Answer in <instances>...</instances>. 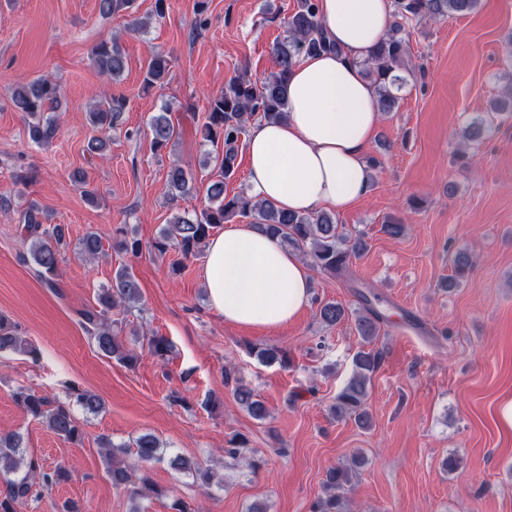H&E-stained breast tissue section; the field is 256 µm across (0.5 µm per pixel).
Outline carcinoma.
<instances>
[{
	"mask_svg": "<svg viewBox=\"0 0 512 512\" xmlns=\"http://www.w3.org/2000/svg\"><path fill=\"white\" fill-rule=\"evenodd\" d=\"M133 0H99V11L104 17L131 8ZM480 5V0H393V22L371 59L365 64L364 73L376 87L380 111L388 113L398 106L393 89L401 85L414 69L404 30L413 19L426 21L444 20L448 17L470 14ZM286 35L276 42L271 53L275 68L263 78H254L244 71L224 83L220 94L208 101L207 121L203 126L205 141L223 145L215 179L206 189V205L189 214L178 212L164 225L152 243V250L164 255L171 250L184 258L203 253L214 231L235 216L252 218L251 225L278 238L281 243L311 260L313 268L334 278L344 276L353 260L364 250V240L344 231L336 222V216L328 212L305 214L281 210L271 203L256 200L241 192L231 197L224 195V183L237 172L238 147L250 121L259 118L281 121L287 117L289 77L295 62L302 56L326 51L331 45L323 37L316 13V0H298L297 10L285 21ZM92 60L98 71L117 81L126 69V58L117 41H102L92 50ZM171 63L162 53L151 56L143 77L146 90L162 87L169 82ZM61 89L48 78H37L17 85L12 92V102L22 113L29 139L41 147L49 146L59 133V126L52 112L59 107ZM126 100L114 96L88 113L89 123L96 132L87 144L94 153L103 152L111 141L110 133L120 125L125 112ZM152 147L155 154L165 151L177 136L171 114L161 112L150 122ZM485 134L484 125L472 123L463 131V142L471 147L480 144ZM167 185L171 200H186L196 193L194 178L184 168L173 165L167 173ZM46 213L32 202L21 214L18 225L20 236L28 244V254L42 282L49 288L57 287L59 246L65 238L59 224H46ZM112 247L122 253L137 256L142 243L131 237L123 227L115 229ZM104 251L102 236L96 231L87 232L78 242V253L95 258ZM454 275L448 279V287L456 286L472 268L471 257L466 252L453 256ZM141 301L138 281L132 268L119 267L112 284L96 293V305L79 311L80 324L95 340L98 352L109 358L133 366L138 355L124 347L120 340L119 321L112 319V311H130ZM378 296L363 297L362 306L356 311L355 325L359 336L369 343L378 335L385 316L375 306ZM348 309L343 304L328 301L321 304L320 320L332 326L344 319ZM13 351L33 359L38 350L13 326L8 317L0 313V352ZM259 361L266 365L288 366V352L273 346L257 351ZM382 356L379 352L360 350L353 357L354 374L336 396L333 410L341 416L354 418L364 427L369 422L366 409L368 383L379 368ZM234 396L238 405L253 418L264 420L268 416L265 403L254 389L235 379ZM73 402L47 396H37L23 389L13 394L14 401L33 418L45 423L59 437L70 443L81 441L82 432L70 404L79 406L88 415H97L105 407L97 393L77 389L70 395ZM105 449L106 473L117 489H125L133 507L130 512H140L138 501L165 495L149 476L152 468L167 464L172 470L184 474L208 488L214 483V473L198 461L180 454H171L157 436L145 432L133 442L135 462L128 464L116 458L115 445L106 437L99 440ZM247 449V440L234 436L224 447V457L237 463ZM364 459L353 457L350 465L336 466L326 472L322 493L313 505V512H346L345 491L351 484L352 472ZM39 474L45 487L68 478L67 472L57 467L52 472L39 470L36 460L27 456L18 434L0 436V482L6 492L0 494V512H16V505L28 498L31 479Z\"/></svg>",
	"mask_w": 512,
	"mask_h": 512,
	"instance_id": "obj_1",
	"label": "carcinoma"
}]
</instances>
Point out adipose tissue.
I'll list each match as a JSON object with an SVG mask.
<instances>
[{
	"instance_id": "ef3b65f1",
	"label": "adipose tissue",
	"mask_w": 512,
	"mask_h": 512,
	"mask_svg": "<svg viewBox=\"0 0 512 512\" xmlns=\"http://www.w3.org/2000/svg\"><path fill=\"white\" fill-rule=\"evenodd\" d=\"M392 12V0H317L324 37L336 50L296 62L286 121L253 123L250 196L290 212H345L370 192L368 152L380 112L363 64L388 32ZM203 280L211 306L238 327H283L310 301L307 264L249 224L210 239Z\"/></svg>"
}]
</instances>
